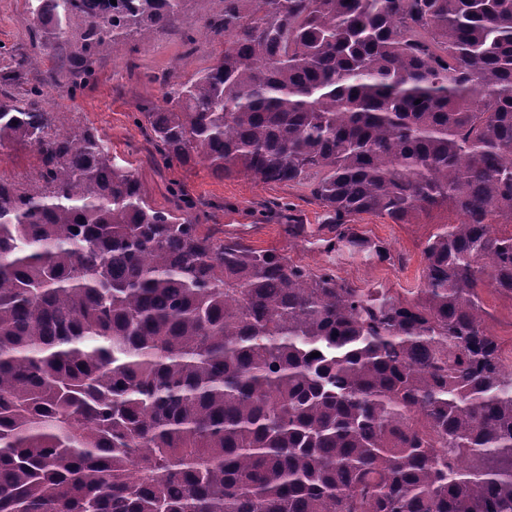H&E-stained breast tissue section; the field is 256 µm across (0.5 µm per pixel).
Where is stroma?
I'll return each mask as SVG.
<instances>
[{"mask_svg": "<svg viewBox=\"0 0 512 512\" xmlns=\"http://www.w3.org/2000/svg\"><path fill=\"white\" fill-rule=\"evenodd\" d=\"M224 0H186L177 25L135 34L119 45L104 43L92 56L93 73L84 75L72 61L78 37L63 49L47 52L32 34L28 0H0V59L9 55L27 60L19 79L0 82V96L43 91V107L56 113L63 130L93 129L110 147L115 163L132 170L151 203L162 208L176 204L172 189L183 190L196 204L201 224L216 237H237L258 249L274 248L313 272L331 269L352 285L370 290L388 289L413 297L422 282L426 240L450 221L437 211L416 224H396L385 216L356 217L357 231L384 243L389 258L383 262L344 251L324 252L328 230L323 209L306 187L267 185L246 177H214L201 164L165 167L158 163L152 145L141 131L140 108L162 105L167 87L187 82L206 67L213 52L223 49V39L207 33L204 22L223 11ZM40 167L37 151L14 145L0 149V175L25 183ZM294 205L306 236L289 239L283 221L270 213L272 204ZM489 313L488 329L497 336L505 365H512V297L493 290L483 294Z\"/></svg>", "mask_w": 512, "mask_h": 512, "instance_id": "stroma-1", "label": "stroma"}]
</instances>
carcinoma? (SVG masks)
Here are the masks:
<instances>
[{
    "mask_svg": "<svg viewBox=\"0 0 512 512\" xmlns=\"http://www.w3.org/2000/svg\"><path fill=\"white\" fill-rule=\"evenodd\" d=\"M33 2L85 50L182 9ZM206 27L224 49L142 112L165 165L311 180L330 253L387 259L361 214L455 220L415 298L366 291L214 240L39 90L0 98V147L41 160L0 176V512H512L482 299L512 294V0H224ZM39 167L40 158L33 147L18 144L0 149V173L8 179L26 183L36 176Z\"/></svg>",
    "mask_w": 512,
    "mask_h": 512,
    "instance_id": "obj_1",
    "label": "carcinoma"
}]
</instances>
